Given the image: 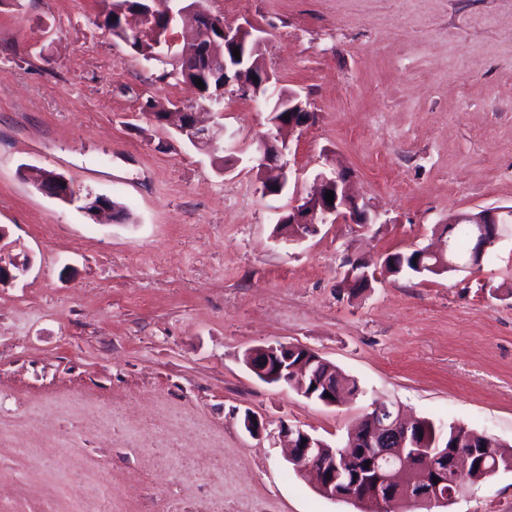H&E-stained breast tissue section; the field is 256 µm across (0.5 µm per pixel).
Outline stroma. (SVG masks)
Listing matches in <instances>:
<instances>
[{"instance_id": "1", "label": "stroma", "mask_w": 512, "mask_h": 512, "mask_svg": "<svg viewBox=\"0 0 512 512\" xmlns=\"http://www.w3.org/2000/svg\"><path fill=\"white\" fill-rule=\"evenodd\" d=\"M107 0H0V512H359L287 460L281 424L331 445L394 402L512 446V235L480 268L416 276L387 254L434 244L451 214L512 207V0H203L261 28L275 91L312 120L286 133L289 182L262 196L251 156L268 113L236 87L235 162L144 113L197 109L96 22ZM379 223L276 239L277 212L328 160ZM123 202L96 221L24 169ZM369 287H343L345 258ZM310 349L356 380L336 407L258 379L259 345ZM253 412L262 432L242 428ZM68 450V472L57 468ZM432 512H512V471Z\"/></svg>"}]
</instances>
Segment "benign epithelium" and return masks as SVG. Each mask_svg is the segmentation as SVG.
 <instances>
[{
	"label": "benign epithelium",
	"instance_id": "obj_1",
	"mask_svg": "<svg viewBox=\"0 0 512 512\" xmlns=\"http://www.w3.org/2000/svg\"><path fill=\"white\" fill-rule=\"evenodd\" d=\"M112 16L120 19L122 26L134 33L144 34L152 40L153 57L158 62L172 63L179 67L201 58L211 60L219 51H224V69H211L212 76L223 77L224 86L237 85L242 95L254 101L266 102L268 98L261 94V87L254 85V65L246 57L248 45L259 46L263 38L255 34L256 28L251 24L227 28L224 21L201 8L197 3L187 4L177 10L172 7V0H167L163 14L151 11L130 10L123 0H115ZM190 15L195 21L194 34L181 42L174 33L177 16ZM239 49L240 57L233 56V50ZM279 112H271L268 117V129L258 135L253 160L259 171V180L269 181L275 191H266V195H280L288 185V161L286 154L288 144L280 138L282 129L298 128L307 125L312 118L308 104L298 94L288 92L281 94L277 104ZM289 119H284V116ZM154 120L159 124L172 123L174 129L185 139L205 147H214L222 142L228 149H234V134L222 125L213 128L198 123L195 113L155 112ZM350 174L338 165L316 175L319 186L316 192L301 198L288 210V216L279 217V221H288L292 232L278 236L286 243H299L314 235L321 224H375L377 214L371 212L367 204H359L349 193ZM37 188L45 195L73 204L80 203L79 209L91 216L116 217L109 198L104 195L80 194L68 179L55 171L40 170L37 173ZM334 193L333 204H328L325 193ZM512 210L506 207H486L475 211L458 214L448 220L450 224H463L467 227L470 239L474 241L467 265L478 267L483 256L502 237L507 228L506 217ZM452 243L445 242L437 250L419 249V269L446 266L450 271L460 269L453 260ZM370 275L361 265L347 269L343 284L351 288L366 284ZM300 347L277 343L256 346L244 355L247 368L259 379L270 384H289L305 398H313L306 392L310 383L325 387L331 397L319 400L325 406L336 405V382L319 377L310 372V364L305 360L294 361ZM412 421L404 418L400 412L391 413L388 405L378 402L365 421V437L362 451L373 458V469L377 485L387 489L388 497L372 494L360 481H345L343 474L336 471V452L328 450L326 441L313 436L299 428L283 426L279 434L287 440L290 459L300 470L313 473L316 487L320 494L332 500H366L373 498L378 502L386 501L392 506L413 503L424 509L448 502V497L455 495L443 488L448 483V476H455L462 471L461 458L452 454L441 459L444 468L440 469L443 478L434 482L424 470V464L418 459L408 457L403 448L408 440V430ZM330 456H325V451Z\"/></svg>",
	"mask_w": 512,
	"mask_h": 512
}]
</instances>
